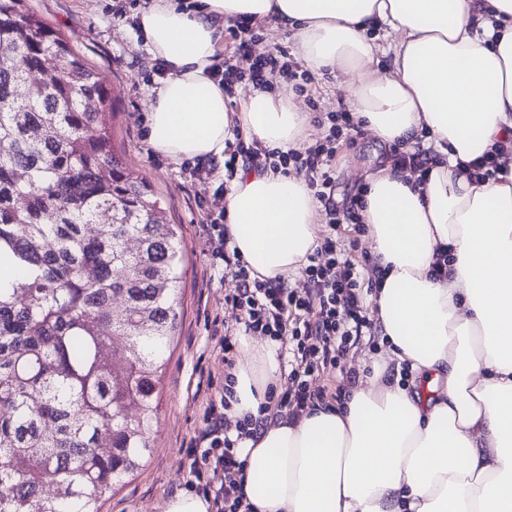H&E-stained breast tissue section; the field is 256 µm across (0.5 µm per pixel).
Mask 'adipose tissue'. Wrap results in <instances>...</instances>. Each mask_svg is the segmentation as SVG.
<instances>
[{"mask_svg": "<svg viewBox=\"0 0 512 512\" xmlns=\"http://www.w3.org/2000/svg\"><path fill=\"white\" fill-rule=\"evenodd\" d=\"M275 19L296 55L342 79L354 122L386 143L427 133L425 175L368 174L372 311L386 346L343 408L263 422L238 454L253 512H512V0H148L138 29L165 78L147 139L178 163L220 160L235 133L302 146L292 95L250 87L238 108L211 76L227 22ZM385 27L381 46L370 29ZM390 52L389 66L378 56ZM496 153L498 173L469 162ZM227 232L252 275L294 282L318 245L304 179L239 175ZM226 420L258 415L275 343L240 339Z\"/></svg>", "mask_w": 512, "mask_h": 512, "instance_id": "adipose-tissue-1", "label": "adipose tissue"}]
</instances>
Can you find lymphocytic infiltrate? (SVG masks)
Masks as SVG:
<instances>
[{"label":"lymphocytic infiltrate","instance_id":"f902f5d3","mask_svg":"<svg viewBox=\"0 0 512 512\" xmlns=\"http://www.w3.org/2000/svg\"><path fill=\"white\" fill-rule=\"evenodd\" d=\"M230 34L234 47L224 61L217 63L212 73L219 84H227L238 74V59L249 61V77L256 86L269 88L275 74L308 82L306 71L297 62L283 55L269 53L253 55L252 46L257 36L247 21H238ZM325 143L315 144L303 152H280L254 141L239 145L225 160L227 170L236 166L244 169L272 167L294 171L302 176L314 197L330 212L331 225L359 224L362 200H355L345 213H337L333 202L336 188L333 160L339 148L342 130H354L350 112L335 113ZM207 240L214 267L230 276L236 283L226 303L241 312V333L266 336L280 343L288 356V376L282 392H268L270 408L276 415L299 418L308 408L323 402L326 388L314 386L316 374L337 366L340 356L366 336L372 337L378 327L371 319L366 305L360 273L346 249L338 247L335 235L325 236L323 242L308 255L302 269L303 290L287 283L253 277L247 263L230 246L224 213L213 214L207 226ZM227 399L210 405L207 426L194 446L188 450L189 472L196 479V492L213 496L215 504L224 512H242L243 463L237 450L252 434V419L238 423L236 435H229L224 426L223 409ZM218 458L221 467L211 477H204V468L211 458Z\"/></svg>","mask_w":512,"mask_h":512}]
</instances>
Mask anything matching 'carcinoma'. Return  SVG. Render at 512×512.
I'll return each mask as SVG.
<instances>
[{
    "mask_svg": "<svg viewBox=\"0 0 512 512\" xmlns=\"http://www.w3.org/2000/svg\"><path fill=\"white\" fill-rule=\"evenodd\" d=\"M22 2L0 0V259L23 270L0 285V512H98L150 449L182 257L107 151L110 90Z\"/></svg>",
    "mask_w": 512,
    "mask_h": 512,
    "instance_id": "cac0c4a2",
    "label": "carcinoma"
}]
</instances>
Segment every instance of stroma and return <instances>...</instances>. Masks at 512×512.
Returning a JSON list of instances; mask_svg holds the SVG:
<instances>
[{
  "mask_svg": "<svg viewBox=\"0 0 512 512\" xmlns=\"http://www.w3.org/2000/svg\"><path fill=\"white\" fill-rule=\"evenodd\" d=\"M144 0H27L25 7L51 27L70 34L74 51L101 73L112 92L107 117L109 147L136 176L143 178L164 205V219L172 224L184 256V276L178 296V325L165 355L159 387L158 422L151 438L152 452L142 467L115 485L98 503L99 512H162L163 502L186 489L187 448L206 426L210 401L219 399L226 384L224 336L240 313L224 298L234 284L220 279L210 266L204 226L211 213L224 208L217 188L225 181L223 162H199L194 174L182 164L152 149L146 136V114L157 86L158 64L138 31L137 15ZM309 112L306 145H314L330 127V113L346 107L348 98L336 79L312 75L306 91L286 82ZM390 144L366 131L336 155L337 208L365 188L366 173L388 163ZM381 343L363 342L339 365L326 369L320 384L336 390L372 373Z\"/></svg>",
  "mask_w": 512,
  "mask_h": 512,
  "instance_id": "stroma-1",
  "label": "stroma"
}]
</instances>
